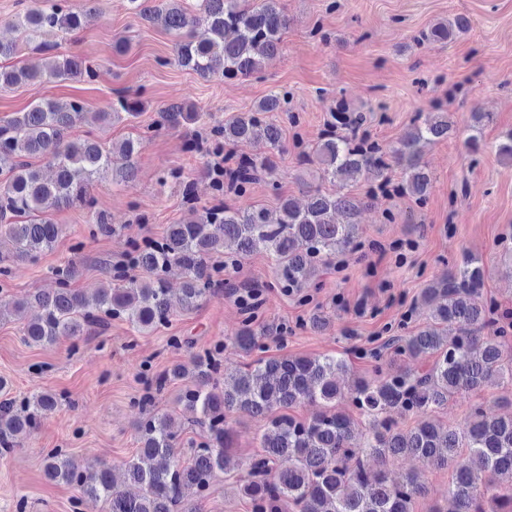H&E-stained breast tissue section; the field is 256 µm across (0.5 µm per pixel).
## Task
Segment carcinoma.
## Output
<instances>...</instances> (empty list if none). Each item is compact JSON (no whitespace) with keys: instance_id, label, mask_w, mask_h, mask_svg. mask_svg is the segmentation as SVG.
I'll return each instance as SVG.
<instances>
[{"instance_id":"cac0c4a2","label":"carcinoma","mask_w":512,"mask_h":512,"mask_svg":"<svg viewBox=\"0 0 512 512\" xmlns=\"http://www.w3.org/2000/svg\"><path fill=\"white\" fill-rule=\"evenodd\" d=\"M138 15L158 22L176 36L174 63L203 79L247 77L262 71L275 55L288 16L280 0H166L167 8L147 0H129ZM85 13L53 3L18 15L16 26L25 40L44 56L41 67H0V87L30 82L93 77L90 62L79 56L55 53L44 39L52 31L74 32ZM206 28L198 38L194 29ZM288 92L272 91L248 112L224 120L214 129L218 143L235 144L259 134L279 147L282 130L269 117L283 111ZM86 103L41 101L25 112L0 122V237L12 244L0 255V276H8L13 261H33L53 249L61 226L50 222L46 209L90 208L94 183L105 175L123 186L135 177L136 155L142 142L130 139L104 145L96 137L70 140L68 130L83 116ZM144 108L141 98L119 95L111 111L97 112L101 120L134 117ZM172 127L192 124L199 112L192 104L171 103L162 110ZM328 131L304 153V161L318 165L320 177L353 187L363 181H388L390 163L400 169L399 191L422 201L431 178L421 158V145L460 133L441 109L416 114L408 130L384 147L357 142L337 128L349 125L346 109L330 113ZM44 157L49 176L30 162ZM239 193L247 192L258 168L266 162L239 157ZM363 199L350 192L336 196L312 191L304 206L279 197V214L272 218L260 205L246 209L204 207L187 223L169 224L156 243L132 251L143 277L109 273L89 299L70 287L75 265L55 271L56 288L13 300L0 298L22 312L31 305L40 314L24 326L29 344L53 345L62 338L78 339L106 320L125 321L138 334L166 326L172 309L166 275L173 267L184 272L181 305L197 308L212 295L224 273L208 264L214 254L240 261L258 249L270 256L277 284L296 291L317 275L319 266L356 244V220ZM485 271L479 259L464 255L448 270V278L431 282L416 302L429 308L425 325L394 340L395 354L387 371L360 378L347 390L336 380L349 370L347 361L332 355L259 358L241 370L227 371L222 363L224 344L217 343L197 356L193 371L176 365L161 379L183 383L177 405L194 414L199 439L189 441L185 460L175 457L182 442L180 427L169 412H152L139 425L141 448L125 463V477L140 488L127 494L105 466L79 470L56 449L43 461L51 481L78 488L72 512H84L99 502L108 512H192L210 493L218 474L226 471L234 448L228 416L247 413L265 420L259 450L246 463L240 491L251 512H415L424 487L408 477L390 479L391 460L419 455L439 469H452L448 495L455 512H512V486L501 489L494 477L512 480V414L494 415L484 404H470L460 426H443L430 413L455 396L512 384V329L497 322L500 303L482 294ZM266 333L245 318L233 344L250 354L264 348ZM432 359L430 367L412 372L395 365L401 358ZM362 417L363 431L354 433L351 414L338 409L344 399ZM322 410L309 420L293 414L304 403ZM49 392L34 393L16 402H0V450L10 451L20 434L37 426L56 408ZM419 417L409 429L398 426L393 410Z\"/></svg>"}]
</instances>
